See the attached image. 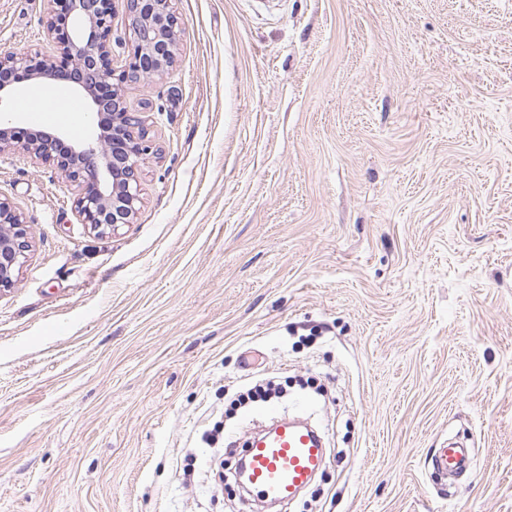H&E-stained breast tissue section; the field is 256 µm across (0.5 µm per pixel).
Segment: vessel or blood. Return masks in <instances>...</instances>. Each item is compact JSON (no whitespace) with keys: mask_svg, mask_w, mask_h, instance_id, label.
<instances>
[{"mask_svg":"<svg viewBox=\"0 0 512 512\" xmlns=\"http://www.w3.org/2000/svg\"><path fill=\"white\" fill-rule=\"evenodd\" d=\"M274 421L272 434L251 439L244 450L247 478L262 498L292 499L305 488L324 465L326 450L321 437L311 428L281 421L276 405L262 411ZM465 452L455 446L440 449L434 457L438 471L448 472L463 462Z\"/></svg>","mask_w":512,"mask_h":512,"instance_id":"b4317fda","label":"vessel or blood"}]
</instances>
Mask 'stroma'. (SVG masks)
Masks as SVG:
<instances>
[{
	"label": "stroma",
	"mask_w": 512,
	"mask_h": 512,
	"mask_svg": "<svg viewBox=\"0 0 512 512\" xmlns=\"http://www.w3.org/2000/svg\"><path fill=\"white\" fill-rule=\"evenodd\" d=\"M126 84L159 149L97 236L24 152L0 293V512H261L224 406L270 377L325 466L277 512H512V0H172ZM0 0V51L55 49ZM471 450L456 477L434 456ZM29 235L23 213L0 194V292L14 288L16 272L32 247Z\"/></svg>",
	"instance_id": "obj_1"
}]
</instances>
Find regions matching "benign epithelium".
I'll list each match as a JSON object with an SVG mask.
<instances>
[{
  "instance_id": "1",
  "label": "benign epithelium",
  "mask_w": 512,
  "mask_h": 512,
  "mask_svg": "<svg viewBox=\"0 0 512 512\" xmlns=\"http://www.w3.org/2000/svg\"><path fill=\"white\" fill-rule=\"evenodd\" d=\"M43 25L54 42L50 58L38 52L0 53V103L14 97L21 82L46 84L58 74L90 102L98 118L93 143L67 144L39 129L0 123V156L23 151L36 163L60 174L74 187L73 207L80 221L97 235H108L132 222L140 203V172L155 144L139 112L125 106V84L163 75L176 58L177 17L172 0H124L132 39L124 66L113 64L106 40L114 0H48ZM32 247L23 213L0 197V292L16 284Z\"/></svg>"
}]
</instances>
